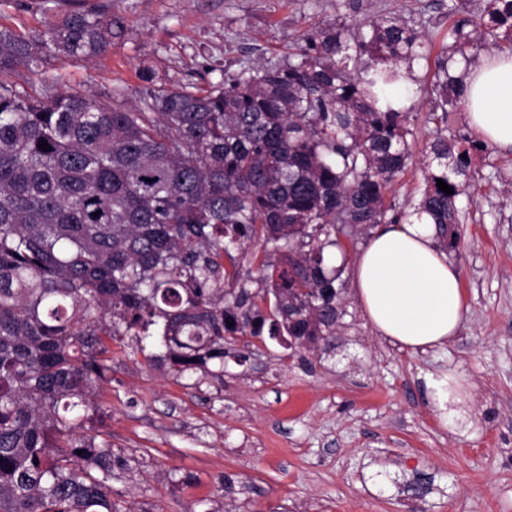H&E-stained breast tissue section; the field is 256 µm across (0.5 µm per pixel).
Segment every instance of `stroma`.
<instances>
[{"label": "stroma", "instance_id": "35a3bbf8", "mask_svg": "<svg viewBox=\"0 0 512 512\" xmlns=\"http://www.w3.org/2000/svg\"><path fill=\"white\" fill-rule=\"evenodd\" d=\"M440 2L86 0L125 27L104 55L0 78L34 96L68 91L127 108L146 90L141 62L167 83L207 89L225 71L281 62L304 32L336 21L394 14L445 33L454 20ZM61 9L62 0H5L0 29L38 32ZM434 71V59L415 61L406 87L414 156L392 186L400 202L424 187ZM470 176L449 255L469 310L442 348L413 353L380 338L350 290L323 356L292 359L277 342L241 336L222 375L180 374L117 337L92 424L123 462L111 483L121 512H512V155L474 154ZM448 370L469 391L473 426L463 435L443 428L425 392V373ZM418 476L426 485L416 501L408 485Z\"/></svg>", "mask_w": 512, "mask_h": 512}]
</instances>
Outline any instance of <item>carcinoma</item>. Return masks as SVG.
<instances>
[{
  "instance_id": "carcinoma-1",
  "label": "carcinoma",
  "mask_w": 512,
  "mask_h": 512,
  "mask_svg": "<svg viewBox=\"0 0 512 512\" xmlns=\"http://www.w3.org/2000/svg\"><path fill=\"white\" fill-rule=\"evenodd\" d=\"M122 33L82 5L40 33L0 29V74L95 59ZM448 38L430 109L445 126L463 92L449 62L477 40L512 52V0H483ZM431 50L378 16L328 24L208 90L144 66L149 92L131 108L0 82V512H120L112 451L87 427L116 337L142 352L157 340L147 361L180 374L224 367L239 334L326 352L358 235L426 216L436 245L456 249L457 199L487 143L435 138L419 200H387L413 145L407 108L380 93Z\"/></svg>"
}]
</instances>
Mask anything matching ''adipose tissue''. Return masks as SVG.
<instances>
[{"label": "adipose tissue", "mask_w": 512, "mask_h": 512, "mask_svg": "<svg viewBox=\"0 0 512 512\" xmlns=\"http://www.w3.org/2000/svg\"><path fill=\"white\" fill-rule=\"evenodd\" d=\"M462 100L473 131L512 152V53L501 52L468 69ZM354 295L375 332L414 352L446 344L467 313L461 275L434 243L423 221L384 224L353 263ZM428 394L449 431L470 427L466 389L455 373L430 374Z\"/></svg>", "instance_id": "obj_1"}]
</instances>
